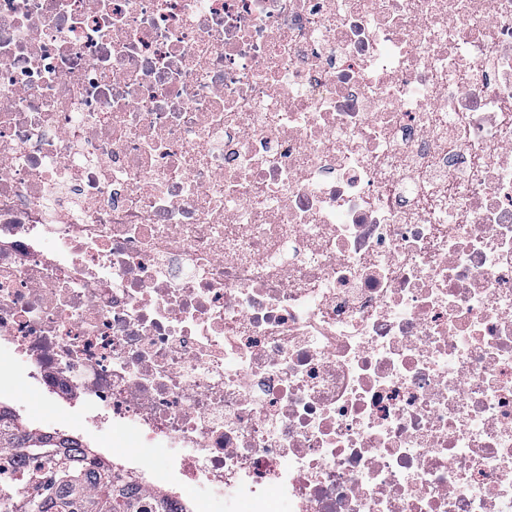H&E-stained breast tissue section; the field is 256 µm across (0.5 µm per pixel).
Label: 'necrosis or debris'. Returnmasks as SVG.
I'll use <instances>...</instances> for the list:
<instances>
[{"mask_svg": "<svg viewBox=\"0 0 512 512\" xmlns=\"http://www.w3.org/2000/svg\"><path fill=\"white\" fill-rule=\"evenodd\" d=\"M0 369L180 512H512V0H0Z\"/></svg>", "mask_w": 512, "mask_h": 512, "instance_id": "obj_1", "label": "necrosis or debris"}]
</instances>
